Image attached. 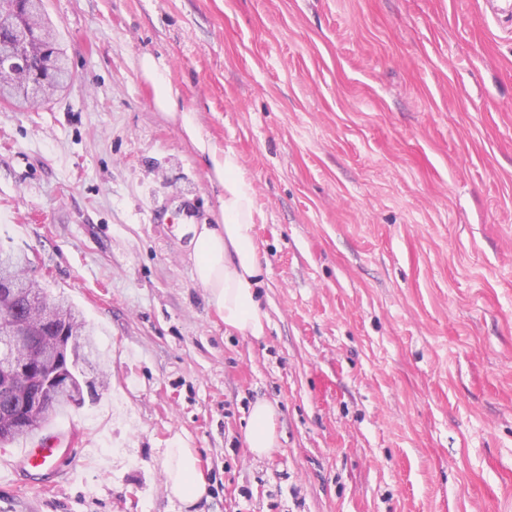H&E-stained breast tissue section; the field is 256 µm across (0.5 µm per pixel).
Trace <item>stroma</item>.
Wrapping results in <instances>:
<instances>
[{
	"instance_id": "obj_1",
	"label": "stroma",
	"mask_w": 512,
	"mask_h": 512,
	"mask_svg": "<svg viewBox=\"0 0 512 512\" xmlns=\"http://www.w3.org/2000/svg\"><path fill=\"white\" fill-rule=\"evenodd\" d=\"M73 72L0 104V247L109 356L0 512H512V25L488 0H44ZM175 94L255 188L261 338L193 228L224 221ZM195 202L194 220L156 201ZM277 410V448L245 442ZM192 449L206 491L170 496ZM276 416L275 407L266 401H258L253 406L245 442L255 455H268L277 448ZM58 455L56 439H40L36 448H26L24 459H27L35 467H45Z\"/></svg>"
}]
</instances>
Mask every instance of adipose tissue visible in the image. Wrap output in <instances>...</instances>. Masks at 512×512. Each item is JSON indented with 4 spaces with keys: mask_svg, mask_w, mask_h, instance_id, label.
Segmentation results:
<instances>
[{
    "mask_svg": "<svg viewBox=\"0 0 512 512\" xmlns=\"http://www.w3.org/2000/svg\"><path fill=\"white\" fill-rule=\"evenodd\" d=\"M179 118L182 130L210 157L215 177L224 188L223 224L201 227L196 234V278L208 289L225 326L244 336L261 337L266 320L259 300L264 269L255 242L253 184L233 151L217 153L202 137L193 113H180ZM276 416L268 402L253 406L245 442L255 455L270 454L277 447ZM167 475L170 493L181 501H195L205 491V479L191 449H169Z\"/></svg>",
    "mask_w": 512,
    "mask_h": 512,
    "instance_id": "adipose-tissue-1",
    "label": "adipose tissue"
}]
</instances>
